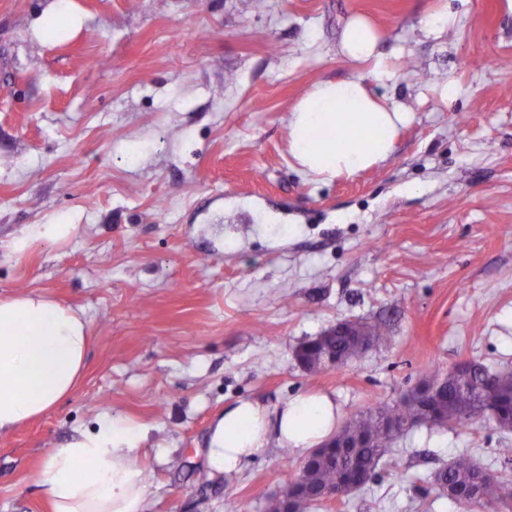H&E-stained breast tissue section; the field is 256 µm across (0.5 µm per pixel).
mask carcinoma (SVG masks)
Instances as JSON below:
<instances>
[{
	"label": "carcinoma",
	"mask_w": 512,
	"mask_h": 512,
	"mask_svg": "<svg viewBox=\"0 0 512 512\" xmlns=\"http://www.w3.org/2000/svg\"><path fill=\"white\" fill-rule=\"evenodd\" d=\"M354 323L364 329L363 340H355L340 330L320 342L312 339L301 343L304 357L312 358L319 347L325 346L335 352L336 363L342 366L361 358L386 336V328L380 323L347 321L349 325ZM437 382L443 386L436 398L427 397L418 406L405 398L379 402L336 431V442L362 440L364 447L329 448L317 460L307 456L298 477L288 483L291 512H312L323 501L320 496L323 489L342 484L349 493L373 481L381 458L393 440V436L380 428L384 419L397 421L407 431L423 423L463 427L475 418L491 421L501 429L512 428L511 371L491 372L473 360L458 364L444 377L431 371L422 379L428 386ZM433 483L444 495L450 489L463 494L458 502L471 509L494 503L506 509L512 507V481L496 479L468 454L454 457L438 470Z\"/></svg>",
	"instance_id": "obj_1"
}]
</instances>
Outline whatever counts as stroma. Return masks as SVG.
<instances>
[{"instance_id": "1", "label": "stroma", "mask_w": 512, "mask_h": 512, "mask_svg": "<svg viewBox=\"0 0 512 512\" xmlns=\"http://www.w3.org/2000/svg\"><path fill=\"white\" fill-rule=\"evenodd\" d=\"M50 3L0 0V295L84 310L92 339L74 394L0 436V512H49L50 449L105 414L148 427V512H264L304 456L274 444L211 475V425L238 400L323 391L345 421L433 369L512 371L504 0H73L81 24L49 39L35 22ZM443 7L455 26L429 32ZM357 14L394 68L376 94L413 120L380 167L318 183L293 164L288 114L359 72L339 50ZM57 221L77 227L66 244L7 252ZM344 319L388 335L304 369L295 347ZM461 453L512 479V431L421 426L373 482L314 512H467L432 484Z\"/></svg>"}]
</instances>
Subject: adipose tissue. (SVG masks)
<instances>
[{"label": "adipose tissue", "mask_w": 512, "mask_h": 512, "mask_svg": "<svg viewBox=\"0 0 512 512\" xmlns=\"http://www.w3.org/2000/svg\"><path fill=\"white\" fill-rule=\"evenodd\" d=\"M379 34L364 17H352L340 52L370 65L368 76L316 83L293 107L288 150L305 174L328 182L377 167L395 151L411 112L387 104L369 85L393 73L378 51ZM90 347L82 310L44 293L0 296V435L39 419L79 385ZM338 409L324 392L268 408L242 400L212 425L208 467L213 474L242 471L271 441L305 452L330 439ZM144 425L126 418L99 421L95 430L52 449L40 480L50 512H146L149 496L142 443Z\"/></svg>", "instance_id": "1"}]
</instances>
